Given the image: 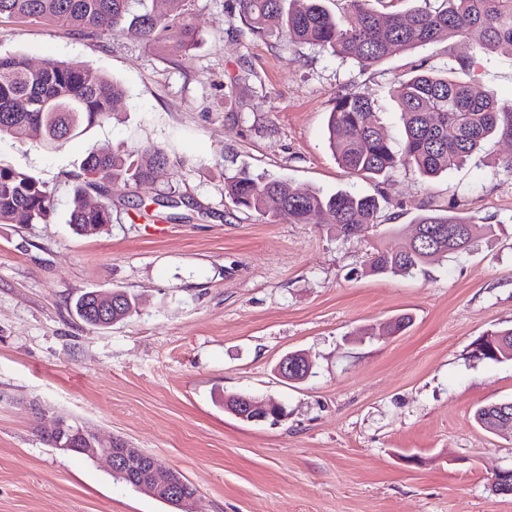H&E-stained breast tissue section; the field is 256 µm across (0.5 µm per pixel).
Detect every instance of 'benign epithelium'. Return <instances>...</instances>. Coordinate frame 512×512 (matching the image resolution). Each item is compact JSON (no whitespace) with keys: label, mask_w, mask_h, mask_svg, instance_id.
I'll use <instances>...</instances> for the list:
<instances>
[{"label":"benign epithelium","mask_w":512,"mask_h":512,"mask_svg":"<svg viewBox=\"0 0 512 512\" xmlns=\"http://www.w3.org/2000/svg\"><path fill=\"white\" fill-rule=\"evenodd\" d=\"M313 367L310 356L306 353L295 352L283 357L277 364L278 375L287 382L301 383L306 381ZM270 402H260L253 398L245 399L241 408L234 415L246 422H263L268 418ZM53 445L60 449H79L93 459H105L115 475H125L133 467L141 472V480L135 483L138 490H146L159 500H165L182 512L186 510L187 500L181 498V484L174 473H161L153 458L139 448H132L125 443L111 440L101 442L94 434H85L59 419L56 426V436ZM495 491L500 494H512V469H502L493 479Z\"/></svg>","instance_id":"7a95c632"}]
</instances>
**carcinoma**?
Wrapping results in <instances>:
<instances>
[{"label":"carcinoma","instance_id":"obj_1","mask_svg":"<svg viewBox=\"0 0 512 512\" xmlns=\"http://www.w3.org/2000/svg\"><path fill=\"white\" fill-rule=\"evenodd\" d=\"M0 0V19L68 27L82 35L112 36L133 28L151 45L173 53L197 41L189 20L188 0ZM326 0H236L239 14L253 33H275L290 45L308 44L373 66L397 51L450 38H464L480 54L512 50V0H444L446 6L417 7L386 13L370 0H346L335 14ZM471 61L457 58L444 73L421 71L395 83L393 93L405 120V141L396 151L386 138L371 99L353 92L336 99L327 124L329 147L349 175L375 179L400 167L437 176L464 163L493 137L512 140V101L475 90L456 77ZM124 95L120 84L88 64L48 60L35 72L18 55H0V139L33 140L58 149L87 128L105 123ZM170 165L167 151L149 145L137 152L91 150L73 187L69 223L81 234H95L112 223V188L149 187L155 174ZM96 189L103 200L86 201ZM225 190L235 204L270 218L286 214L294 224H316L332 217L336 235L355 236L376 223L373 196L318 190L300 191L290 182L240 174L227 178ZM55 203L43 182L0 162V224H47ZM495 236L491 224L448 213H425L415 220L414 237L397 251L377 249L369 272L409 276L450 254L466 253L476 242ZM135 302L124 291L112 292V318L130 315ZM86 323L98 321L95 299L76 302ZM480 361H512V328L492 331L473 342Z\"/></svg>","mask_w":512,"mask_h":512}]
</instances>
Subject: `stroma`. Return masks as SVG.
Listing matches in <instances>:
<instances>
[{
	"instance_id": "1",
	"label": "stroma",
	"mask_w": 512,
	"mask_h": 512,
	"mask_svg": "<svg viewBox=\"0 0 512 512\" xmlns=\"http://www.w3.org/2000/svg\"><path fill=\"white\" fill-rule=\"evenodd\" d=\"M195 47L172 55L135 31L81 36L0 19V52L86 62L121 84L108 122L62 148L0 140V160L52 191L48 224H0V512H173L105 463L53 447L57 419L121 439L196 489L193 512H512L491 489L512 467V432L474 411L512 399V361L472 355L512 327V140L435 178L399 169L377 182L337 164L327 120L365 92L393 148L405 132L390 87L415 68L471 54L453 38L363 68L311 45L248 31L235 0H191ZM472 55V54H471ZM475 57V56H474ZM475 88L512 100V52L475 57ZM168 150L147 189L112 192V222L76 234L68 211L89 151ZM270 175L327 193L372 195L376 227L345 240L329 218L295 224L235 207L226 177ZM170 194L161 230L137 203ZM448 211L497 228L494 240L412 276L368 273L373 248L396 250L415 219ZM138 309L107 328L77 315L91 291ZM411 318L389 335L384 323ZM311 355L299 384L275 372ZM237 394L281 402V421L224 408ZM303 361L306 363V371ZM300 364V367L298 366ZM313 367L310 356L306 353L295 352L283 357L277 364L278 375L287 382L301 383L306 381Z\"/></svg>"
}]
</instances>
